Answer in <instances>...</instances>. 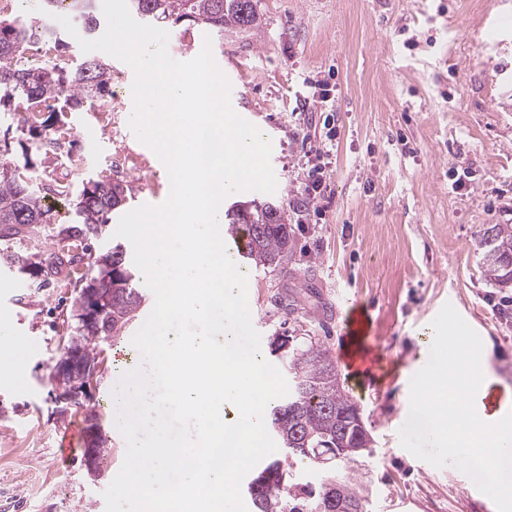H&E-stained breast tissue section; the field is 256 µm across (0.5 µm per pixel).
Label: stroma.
Wrapping results in <instances>:
<instances>
[{
  "instance_id": "obj_1",
  "label": "stroma",
  "mask_w": 512,
  "mask_h": 512,
  "mask_svg": "<svg viewBox=\"0 0 512 512\" xmlns=\"http://www.w3.org/2000/svg\"><path fill=\"white\" fill-rule=\"evenodd\" d=\"M264 24L249 37L208 27H169L171 47L198 55L189 38H211L217 63L236 90L231 103L272 143L273 194L242 201L284 207L294 229L285 271L247 269L249 307L260 355L274 337L321 338L339 377L362 410L370 452L347 469L367 512H488L462 467L425 469L401 428L428 426L416 396L433 343L476 335L500 387L512 390V302L484 274L479 239L490 224L512 225V0H260ZM30 18L56 28L53 58L76 68L93 58L112 70L115 98L106 111L68 113L71 179H133L132 199L110 217L101 247L117 243L121 213L167 197L168 178L127 121L133 104L129 68L101 52L85 53L65 29L29 0ZM333 75L332 117H300L295 108L313 77ZM336 137L328 172L333 195L320 215L299 212L305 161L300 120ZM39 237L7 243L27 256L61 248L72 202L54 199ZM78 288L39 286L37 277L0 263V325L26 341L20 373H0V512H106L104 491L124 462L125 439L112 416L115 370L141 364L131 340L154 304L152 291L121 337L103 344V367L79 406L62 414L52 370L74 334L69 318ZM369 322L370 371L341 365L353 316ZM95 414L110 455L99 473L85 461V418Z\"/></svg>"
}]
</instances>
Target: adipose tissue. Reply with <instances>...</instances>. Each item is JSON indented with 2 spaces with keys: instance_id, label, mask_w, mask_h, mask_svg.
<instances>
[{
  "instance_id": "ef3b65f1",
  "label": "adipose tissue",
  "mask_w": 512,
  "mask_h": 512,
  "mask_svg": "<svg viewBox=\"0 0 512 512\" xmlns=\"http://www.w3.org/2000/svg\"><path fill=\"white\" fill-rule=\"evenodd\" d=\"M434 384L441 400L434 407L436 418L429 431L437 443L448 446L462 465L480 457L492 482L511 484L512 454H505L502 446L512 441V417L473 412L464 401L469 393L484 396L496 386L489 357L475 360L467 351H459Z\"/></svg>"
}]
</instances>
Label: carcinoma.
I'll return each mask as SVG.
<instances>
[{
    "label": "carcinoma",
    "mask_w": 512,
    "mask_h": 512,
    "mask_svg": "<svg viewBox=\"0 0 512 512\" xmlns=\"http://www.w3.org/2000/svg\"><path fill=\"white\" fill-rule=\"evenodd\" d=\"M142 18L158 23L187 27L204 25L219 33H246L262 27L258 0H130ZM44 13L65 8L77 17L88 35L97 33L96 0H41ZM35 22L19 17L0 18V111H22L31 136L21 145L22 159L0 165V242L30 238L38 225L51 223L44 195L67 199L75 197L74 225L63 230L67 251L47 256L0 252V260L43 277L42 284L74 279L84 288L112 289V303L100 317L102 339L118 337L143 302L136 286L134 270L126 261V251L116 244L94 256L84 241L104 236L109 215L133 196V181L90 180L75 192L73 181L44 171L42 189L33 186L31 154H63L68 132L65 113L85 101L109 94L112 70L107 64L88 59L68 70L53 61L21 68L16 59L29 47ZM47 118H42L44 113ZM246 211L232 205L224 212L227 231L246 237L243 258L257 268L288 267L293 234L286 223L284 208L272 202L245 201ZM486 275L502 288L512 286V225L492 224L480 238ZM97 267L87 277L80 266ZM69 347L82 352L87 361L100 359L99 340L79 324ZM275 350L288 358V396L270 409V426L286 450V459L265 462L247 482L254 512H335L343 504L349 512H365L362 498L349 482L335 474L324 476L318 487L294 481L293 466H317L324 457L343 466L354 460L360 432L352 417L357 403L345 390L329 351L308 338L293 343L290 337H277Z\"/></svg>",
    "instance_id": "obj_1"
}]
</instances>
